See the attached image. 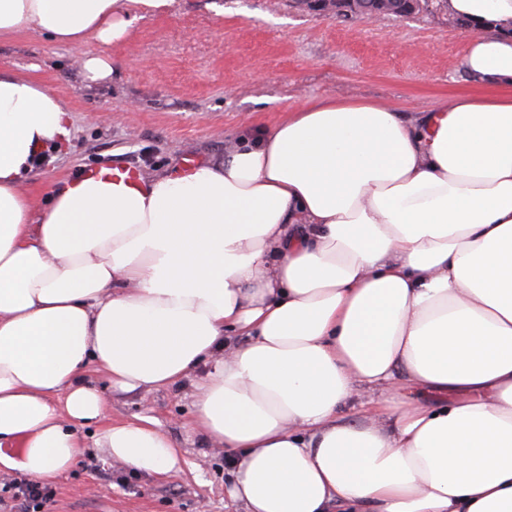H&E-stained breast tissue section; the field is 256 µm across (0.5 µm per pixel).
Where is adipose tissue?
<instances>
[{
    "mask_svg": "<svg viewBox=\"0 0 512 512\" xmlns=\"http://www.w3.org/2000/svg\"><path fill=\"white\" fill-rule=\"evenodd\" d=\"M174 2L0 0V36L117 43ZM448 5L487 92L312 98L218 162L42 205L22 183L70 115L0 67V469L51 481L96 424L113 461L180 470L152 419L107 423L110 392L204 365L193 426L244 512H512V0ZM400 392L404 397H413L416 400L429 405L448 402L449 399L453 398V395L448 392L429 389L426 387L420 388L407 382H403L401 384Z\"/></svg>",
    "mask_w": 512,
    "mask_h": 512,
    "instance_id": "adipose-tissue-1",
    "label": "adipose tissue"
}]
</instances>
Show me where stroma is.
<instances>
[{"label": "stroma", "mask_w": 512, "mask_h": 512, "mask_svg": "<svg viewBox=\"0 0 512 512\" xmlns=\"http://www.w3.org/2000/svg\"><path fill=\"white\" fill-rule=\"evenodd\" d=\"M466 32L435 6L399 18H330L294 0H177L138 22L124 41L80 47L33 33L0 37V66L50 87L72 116L64 151H44L28 183L48 186L90 167L132 166L144 177L181 172L187 158L220 160L242 136H257L313 97L354 96L418 112L442 97L478 93L461 70ZM94 54L111 77L90 81ZM198 374L149 395L116 392L115 422L152 418L180 448L179 472L151 477L84 449L50 483L46 512H243L230 501L223 449L191 428Z\"/></svg>", "instance_id": "stroma-1"}]
</instances>
